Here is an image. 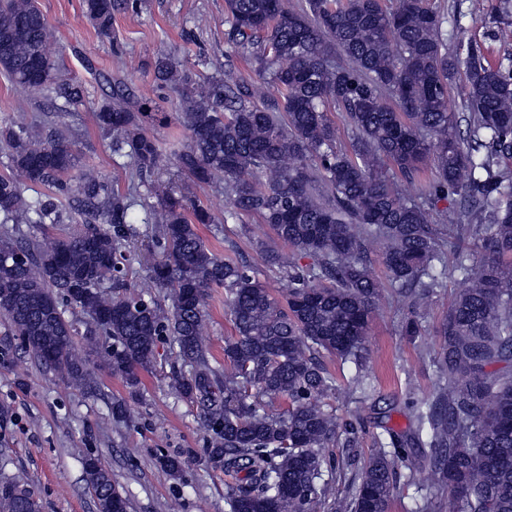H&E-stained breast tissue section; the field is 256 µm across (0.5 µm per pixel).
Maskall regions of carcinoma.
I'll list each match as a JSON object with an SVG mask.
<instances>
[{
	"mask_svg": "<svg viewBox=\"0 0 512 512\" xmlns=\"http://www.w3.org/2000/svg\"><path fill=\"white\" fill-rule=\"evenodd\" d=\"M121 4L137 6L84 0L100 38L112 39ZM443 24L428 0L391 8L386 0H303L296 9L285 0H225V40L258 79L226 67L222 78L196 80L158 57L154 84L181 86L188 132L170 151L145 133L126 87L113 84L95 120L112 154L132 160L123 191L91 173L72 175L76 130L0 128L9 168L0 174V224L13 225L0 233V315L39 364L88 393L97 390L91 364L99 361L138 396L157 341L171 337L192 370L174 373L171 389L200 408L206 461L231 478L232 512H318L336 497L325 477L335 462L324 449L339 439L355 447L362 422L325 402L336 378L322 355L355 365L351 383L364 385L365 336L383 292L408 310L403 334L419 336L417 309L456 276L466 287L438 331L437 388L409 397L411 433L376 441L341 509L388 512L398 464L417 462L448 490V512H512V69L476 43L448 53ZM50 39L34 0H0V71L61 114L84 91L57 82ZM460 74L462 111L454 112L448 87ZM333 112L347 128V148ZM171 159L197 183L223 185L224 255L200 235L198 225L214 223L201 200L158 210L140 193ZM399 179L419 185L420 196L403 195ZM35 186L54 192L25 196ZM70 194L82 227L47 245L21 237V224L64 223L61 196ZM136 202L159 225L161 257L146 287L169 290L168 311L126 283L140 261L126 254ZM251 215L271 232L256 243L261 259L288 279L282 301L233 240L244 227L229 223ZM305 256L311 263H299ZM213 286L224 287L234 329L222 366L205 340ZM65 304L81 318L65 317ZM84 469L98 512H127L96 456L85 457ZM40 509L27 483H0V512Z\"/></svg>",
	"mask_w": 512,
	"mask_h": 512,
	"instance_id": "carcinoma-1",
	"label": "carcinoma"
}]
</instances>
